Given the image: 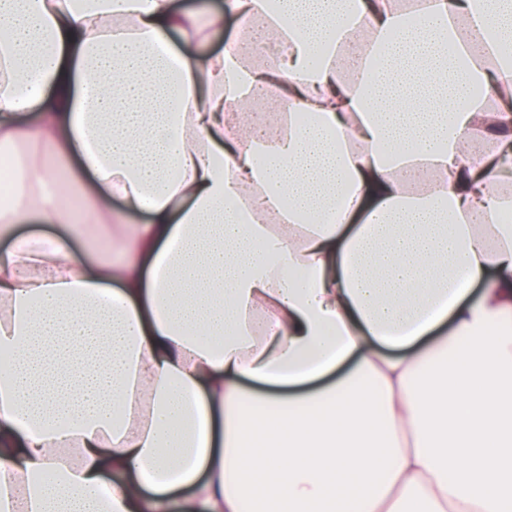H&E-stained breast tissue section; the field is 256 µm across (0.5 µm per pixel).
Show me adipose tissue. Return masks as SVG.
Masks as SVG:
<instances>
[{
  "mask_svg": "<svg viewBox=\"0 0 512 512\" xmlns=\"http://www.w3.org/2000/svg\"><path fill=\"white\" fill-rule=\"evenodd\" d=\"M0 143V512H512V0H0Z\"/></svg>",
  "mask_w": 512,
  "mask_h": 512,
  "instance_id": "adipose-tissue-1",
  "label": "adipose tissue"
}]
</instances>
